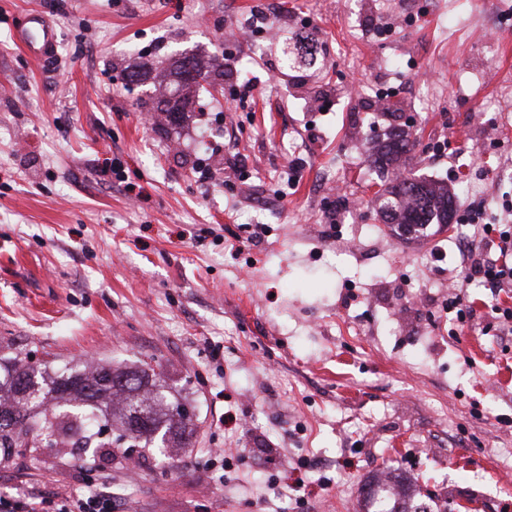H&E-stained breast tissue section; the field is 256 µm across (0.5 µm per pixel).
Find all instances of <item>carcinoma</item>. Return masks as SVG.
<instances>
[{
    "label": "carcinoma",
    "mask_w": 512,
    "mask_h": 512,
    "mask_svg": "<svg viewBox=\"0 0 512 512\" xmlns=\"http://www.w3.org/2000/svg\"><path fill=\"white\" fill-rule=\"evenodd\" d=\"M412 149L407 133L392 131L383 141L374 163L388 167L404 161ZM457 198L448 187L433 181L402 179L381 194L379 213L387 224L422 227L448 224ZM156 383L144 370H119L92 363H75L53 373L34 368L20 354L0 356V449L10 452L23 435L49 437L54 448H109L92 422L117 417L140 448H168L186 442L194 433L190 421H176L163 410L167 392L153 395ZM364 512H411L407 502L369 483Z\"/></svg>",
    "instance_id": "1"
}]
</instances>
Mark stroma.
Here are the masks:
<instances>
[{
	"mask_svg": "<svg viewBox=\"0 0 512 512\" xmlns=\"http://www.w3.org/2000/svg\"><path fill=\"white\" fill-rule=\"evenodd\" d=\"M504 0H0V343L55 368L150 367L193 407L185 448L96 461L123 512H361L387 472L430 512H512V291L448 311L456 224L383 223L386 181L420 176L512 225V28ZM51 21L54 57L13 38ZM315 34L324 66L277 45ZM224 74L156 112L186 55ZM142 74L126 87L124 73ZM254 90H246V81ZM386 89L394 115L366 92ZM410 132L397 169L370 159ZM65 449L12 451L0 494L86 492Z\"/></svg>",
	"mask_w": 512,
	"mask_h": 512,
	"instance_id": "1",
	"label": "stroma"
}]
</instances>
